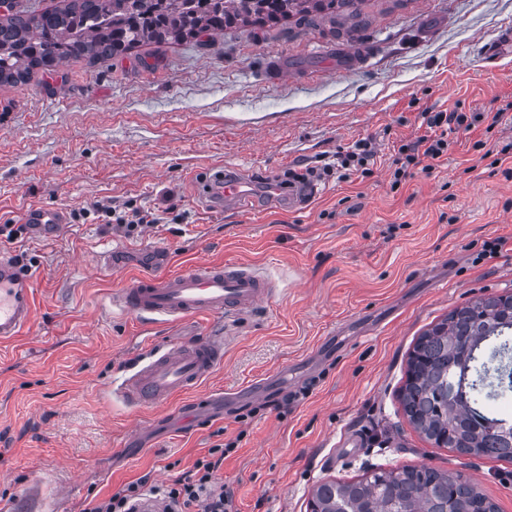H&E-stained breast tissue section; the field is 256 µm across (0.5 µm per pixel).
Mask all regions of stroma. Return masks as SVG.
Masks as SVG:
<instances>
[{
  "label": "stroma",
  "instance_id": "obj_1",
  "mask_svg": "<svg viewBox=\"0 0 512 512\" xmlns=\"http://www.w3.org/2000/svg\"><path fill=\"white\" fill-rule=\"evenodd\" d=\"M355 9L354 20L237 26L0 85V225L33 206L178 215L134 237L91 216L0 244L22 257L35 293L30 325L0 345V512L34 482L48 512H81L145 475L166 484L220 439L235 444L216 478L236 512H307L321 483L422 465L463 473L512 512V461L435 446L398 401L422 332L470 300L512 294V125L459 133L398 190L389 174L423 113L490 116L512 101V50L484 58L512 25V0ZM364 138L377 147L371 176L315 179L298 205L215 211L192 192L210 166L281 180ZM198 261L259 265L274 293L246 314L177 324L113 307L141 274ZM205 332L223 334L224 364L195 391L146 409L116 395L136 359ZM333 334L340 347L308 365ZM265 378L262 395L225 403ZM352 434L363 446L340 447Z\"/></svg>",
  "mask_w": 512,
  "mask_h": 512
}]
</instances>
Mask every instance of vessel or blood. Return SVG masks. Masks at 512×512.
I'll return each mask as SVG.
<instances>
[{"mask_svg":"<svg viewBox=\"0 0 512 512\" xmlns=\"http://www.w3.org/2000/svg\"><path fill=\"white\" fill-rule=\"evenodd\" d=\"M198 190L211 206L236 211L257 197L282 195L278 182L255 191L249 175L240 169L215 168L202 174ZM28 224H62L63 211L35 207L27 211ZM273 292L269 279L246 263L200 261L169 277L147 275L114 294V305L148 321L177 322L199 315L248 312ZM34 313V289L12 254L0 250V342L19 337ZM224 362V339L203 336L163 347L129 367L117 388L128 404L155 406L192 390Z\"/></svg>","mask_w":512,"mask_h":512,"instance_id":"vessel-or-blood-1","label":"vessel or blood"}]
</instances>
